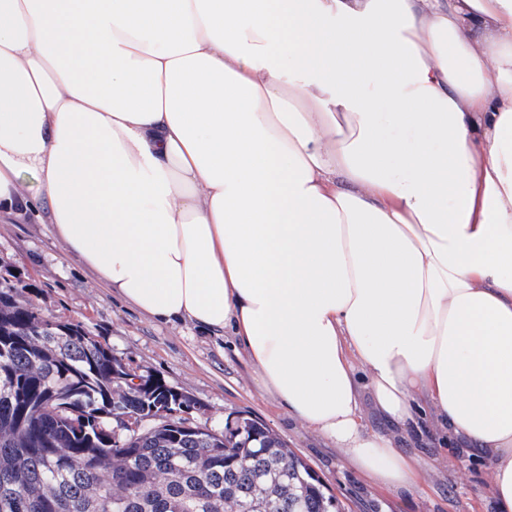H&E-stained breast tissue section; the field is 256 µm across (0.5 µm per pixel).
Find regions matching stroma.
Listing matches in <instances>:
<instances>
[{"label":"stroma","mask_w":512,"mask_h":512,"mask_svg":"<svg viewBox=\"0 0 512 512\" xmlns=\"http://www.w3.org/2000/svg\"><path fill=\"white\" fill-rule=\"evenodd\" d=\"M1 277L23 286L43 315L82 323L131 371L188 397L185 416L195 424L220 433L239 416L257 418L309 465L339 512H497L490 461L442 445L436 436L422 448L414 437L400 440L421 460L417 486L370 481L327 438L264 396L233 337L147 319L96 284L36 213L0 218Z\"/></svg>","instance_id":"35a3bbf8"}]
</instances>
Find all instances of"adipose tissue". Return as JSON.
<instances>
[{
  "mask_svg": "<svg viewBox=\"0 0 512 512\" xmlns=\"http://www.w3.org/2000/svg\"><path fill=\"white\" fill-rule=\"evenodd\" d=\"M18 207L379 483L428 406L512 512V0H0Z\"/></svg>",
  "mask_w": 512,
  "mask_h": 512,
  "instance_id": "obj_1",
  "label": "adipose tissue"
}]
</instances>
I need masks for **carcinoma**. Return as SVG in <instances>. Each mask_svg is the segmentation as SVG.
I'll use <instances>...</instances> for the list:
<instances>
[{"mask_svg":"<svg viewBox=\"0 0 512 512\" xmlns=\"http://www.w3.org/2000/svg\"><path fill=\"white\" fill-rule=\"evenodd\" d=\"M0 287V512H331L332 496L260 421L215 433L147 417L159 379L125 371L79 323L47 336Z\"/></svg>","mask_w":512,"mask_h":512,"instance_id":"obj_1","label":"carcinoma"}]
</instances>
